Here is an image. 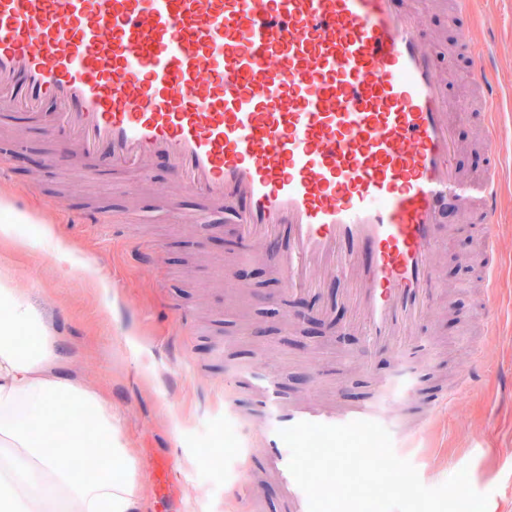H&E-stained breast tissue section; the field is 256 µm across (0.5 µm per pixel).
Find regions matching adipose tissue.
Instances as JSON below:
<instances>
[{
  "mask_svg": "<svg viewBox=\"0 0 512 512\" xmlns=\"http://www.w3.org/2000/svg\"><path fill=\"white\" fill-rule=\"evenodd\" d=\"M63 349L21 279L0 275V512H138L145 473L110 389Z\"/></svg>",
  "mask_w": 512,
  "mask_h": 512,
  "instance_id": "1",
  "label": "adipose tissue"
}]
</instances>
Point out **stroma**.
Masks as SVG:
<instances>
[{
    "mask_svg": "<svg viewBox=\"0 0 512 512\" xmlns=\"http://www.w3.org/2000/svg\"><path fill=\"white\" fill-rule=\"evenodd\" d=\"M428 30L436 34L437 66L460 104L455 130L461 150L455 157L467 176L485 171L484 104L470 70V51L460 41L469 29L491 56L492 75L505 92L501 113L500 235L495 262L499 279L494 328L476 320L485 302L480 282L487 257L459 246L461 238L477 240L482 225L456 229L440 252L448 303L439 320H428L425 336L434 338L431 355L438 365L435 379L456 385L462 356L482 351L481 378L467 398L438 415L429 430L410 440L392 434L397 456L409 460L430 487L468 469L473 488L488 494L487 512H512V0H472L461 17L426 7ZM0 141L46 159L55 149L43 125L21 116L0 123ZM152 181L176 191L163 160H155ZM130 179L119 172L90 182L78 172L20 171L13 160L0 163V187L11 192L14 213L26 215L14 246L0 250V274L24 275L34 305L43 310L63 336L70 355L88 375L107 382L120 409L124 430L134 435L139 459L151 486L145 512H167V498L157 490L163 464L174 463L169 498L193 512H240L234 492L241 470L239 451L252 432L234 417L235 406L248 397L224 387V368L237 363L253 372L254 363L270 357L286 398L298 397L294 375L311 363L286 345L283 334L250 343L248 323H265L281 309L296 311V302L280 306L272 300L274 284L264 270L246 258L238 266L250 272V292L224 285L229 228L210 231L202 246L186 249L184 220L194 215L199 199L176 191L180 219L161 220L155 200L143 193L137 223L125 221ZM74 247V264L51 269V244ZM157 251L163 264L154 269L138 261L142 251ZM101 269L105 287H91L82 267ZM321 359L334 360L344 371L346 398L360 396L366 380L348 363L350 344L319 334L313 340Z\"/></svg>",
    "mask_w": 512,
    "mask_h": 512,
    "instance_id": "stroma-1",
    "label": "stroma"
}]
</instances>
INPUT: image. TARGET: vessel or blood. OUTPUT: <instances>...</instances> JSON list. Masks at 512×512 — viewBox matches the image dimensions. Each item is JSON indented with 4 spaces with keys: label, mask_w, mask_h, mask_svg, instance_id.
I'll list each match as a JSON object with an SVG mask.
<instances>
[{
    "label": "vessel or blood",
    "mask_w": 512,
    "mask_h": 512,
    "mask_svg": "<svg viewBox=\"0 0 512 512\" xmlns=\"http://www.w3.org/2000/svg\"><path fill=\"white\" fill-rule=\"evenodd\" d=\"M423 0H0V118L56 106L49 166L85 180L113 169L148 179L162 158L205 216L306 296L328 328L344 310L365 339L357 403L317 394L283 401L267 383L247 407L260 437L238 481L257 512L263 474L279 479L284 512H308L279 430L301 421L371 420L422 431L472 389L437 385L418 326L445 294L430 262L448 239L449 209L485 226L494 253L501 180L465 177L448 85L429 50ZM486 141L499 127V85L482 50ZM400 373L378 377L375 356ZM403 386L392 412L379 397Z\"/></svg>",
    "instance_id": "obj_1"
}]
</instances>
